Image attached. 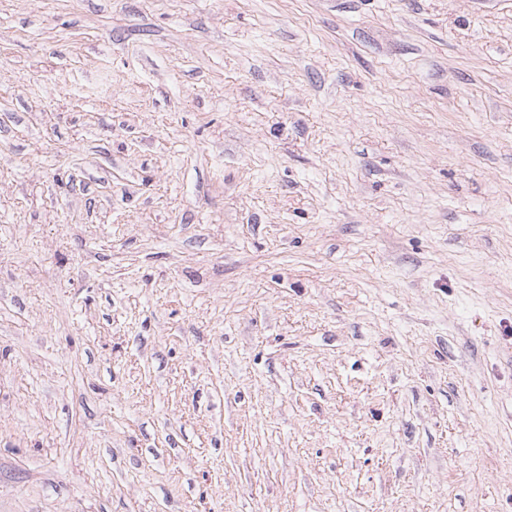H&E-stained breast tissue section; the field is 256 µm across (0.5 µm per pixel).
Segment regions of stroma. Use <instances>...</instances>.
<instances>
[{
	"instance_id": "obj_1",
	"label": "stroma",
	"mask_w": 512,
	"mask_h": 512,
	"mask_svg": "<svg viewBox=\"0 0 512 512\" xmlns=\"http://www.w3.org/2000/svg\"><path fill=\"white\" fill-rule=\"evenodd\" d=\"M0 512H512V0H0Z\"/></svg>"
}]
</instances>
